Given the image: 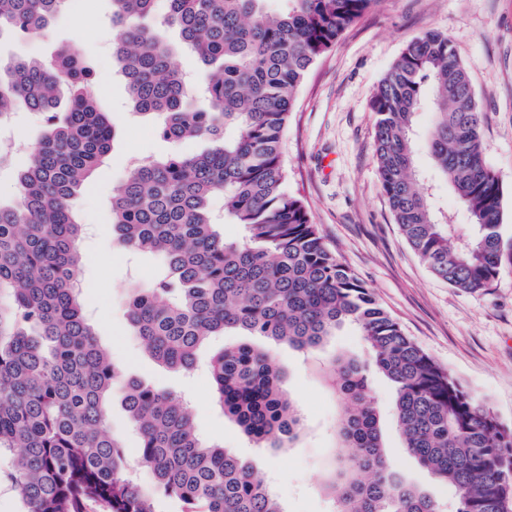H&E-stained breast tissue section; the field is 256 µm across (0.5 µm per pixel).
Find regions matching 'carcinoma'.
<instances>
[{
	"label": "carcinoma",
	"mask_w": 512,
	"mask_h": 512,
	"mask_svg": "<svg viewBox=\"0 0 512 512\" xmlns=\"http://www.w3.org/2000/svg\"><path fill=\"white\" fill-rule=\"evenodd\" d=\"M112 0L114 58L131 110L159 122L169 141L204 138L202 154L148 158L112 196V231L129 251L162 258L160 274L132 295L127 322L160 365L191 371L216 334L261 336L304 353L346 325L366 358L338 355L345 402L337 433L352 449L336 461V512H442L432 496L388 465L371 375L395 387L404 447L454 495L452 512L512 505V429L441 367L377 303L325 244L288 189L282 140L295 94L311 67L379 0ZM66 0H0V37L44 31ZM178 32L206 70L196 105L173 64L166 31ZM67 89L66 104L60 93ZM432 93L425 149L469 223L437 214L417 178L416 114ZM45 115L31 162L15 174L16 201L0 203V487L21 512H284L252 468L195 431L192 409L123 369L100 347L78 283L82 225L73 200L109 156L115 127L95 103V82L77 46L49 59L0 63V120L15 105ZM381 188L394 222L439 279L486 287L512 243L503 239V188L482 145L469 75L448 34L413 38L370 100ZM224 196L218 228L212 199ZM224 416L258 448H280L303 428L271 351L241 343L211 363ZM124 382V408L149 486L128 472L127 447L109 430L107 399Z\"/></svg>",
	"instance_id": "1"
}]
</instances>
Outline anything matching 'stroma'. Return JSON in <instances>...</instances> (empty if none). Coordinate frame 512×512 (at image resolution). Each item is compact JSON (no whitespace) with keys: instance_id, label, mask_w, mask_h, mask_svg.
Listing matches in <instances>:
<instances>
[{"instance_id":"stroma-1","label":"stroma","mask_w":512,"mask_h":512,"mask_svg":"<svg viewBox=\"0 0 512 512\" xmlns=\"http://www.w3.org/2000/svg\"><path fill=\"white\" fill-rule=\"evenodd\" d=\"M431 31L450 36L472 81L485 156L504 187L502 235L512 238V0H378L318 60L298 91L283 139L290 188L303 199L329 247L404 332L512 428V264H503L495 280L475 292L436 278L395 224L380 185L376 116L369 102L408 42ZM114 40L112 0H75L40 34L0 41L4 62L45 59L64 42L81 46L96 82L97 106L117 131L111 154L76 199L85 226L79 282L90 294L87 316L99 344L129 374L185 396L197 433L251 465L285 512H333L328 482L345 450L336 436L342 404L326 373L336 354L363 355L361 336L344 328L308 357L288 345H272L304 429L292 447L258 448L225 418L212 396L209 364L235 344V337H210L198 351L196 370L186 377L150 360L127 324L128 299L157 275L158 262L150 255H129L117 243L112 193L131 161L198 154L209 144L203 139L168 143L155 121L130 111L125 81L112 62ZM373 389L389 464L409 484L446 499L447 487L403 446L391 382L375 376Z\"/></svg>"}]
</instances>
